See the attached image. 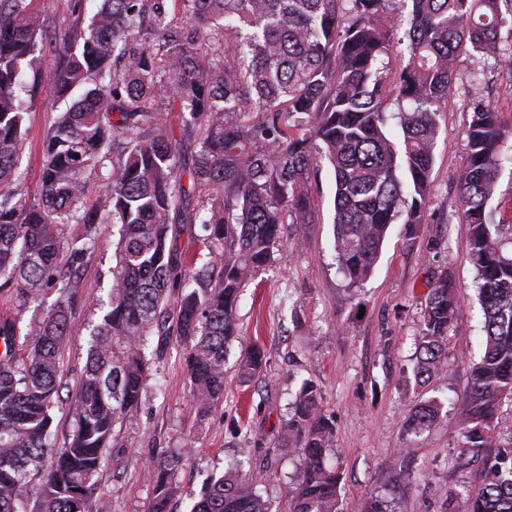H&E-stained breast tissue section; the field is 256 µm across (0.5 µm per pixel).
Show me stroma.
I'll list each match as a JSON object with an SVG mask.
<instances>
[{
	"instance_id": "1",
	"label": "stroma",
	"mask_w": 512,
	"mask_h": 512,
	"mask_svg": "<svg viewBox=\"0 0 512 512\" xmlns=\"http://www.w3.org/2000/svg\"><path fill=\"white\" fill-rule=\"evenodd\" d=\"M50 34L63 37L76 16H92L98 0H37ZM56 56L45 49L40 65L42 92L31 102L22 177L16 185L28 202L39 199L42 145L63 103L48 92ZM483 92L512 121V74L477 53L458 58L454 95L439 117L430 216L415 243L391 225L374 275L348 286L333 252L334 175L322 167L312 179L315 215L309 224L284 227L285 244L265 273L242 289L237 306L241 327L227 356L224 394L205 418L192 405L182 349L169 346L140 408L115 423L109 461L97 477L109 512H146L152 486L145 474L159 451L189 449L176 476L175 512H189L210 473L228 461L244 460L261 479L259 492L270 512H287L290 492L301 477L285 424L301 383L313 381L336 432L330 460L342 476L348 512H359L371 496L387 500L389 512H448V492L475 485L480 460L462 464L452 453L468 391V365L483 348L482 310L468 259L469 229L458 205L457 173L466 152L467 103L473 76ZM111 230H103L80 272L75 318L62 357L60 396L51 445L63 447L73 425L67 408L84 369L88 322L98 321L95 299L112 284ZM447 270L461 296L467 333L448 334V368L418 384L413 374L415 339L433 275ZM265 364L244 378L238 361L251 345ZM438 399L437 421L419 435L405 430L410 407Z\"/></svg>"
}]
</instances>
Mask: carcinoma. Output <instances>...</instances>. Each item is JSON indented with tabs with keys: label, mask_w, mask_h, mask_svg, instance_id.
Returning <instances> with one entry per match:
<instances>
[{
	"label": "carcinoma",
	"mask_w": 512,
	"mask_h": 512,
	"mask_svg": "<svg viewBox=\"0 0 512 512\" xmlns=\"http://www.w3.org/2000/svg\"><path fill=\"white\" fill-rule=\"evenodd\" d=\"M182 2L175 19L170 0H101L55 43L51 93L71 105L47 134L40 200L29 204L13 185L49 26L34 0H0V295L38 312L24 326L0 312V512H106L97 475L113 426L138 410L170 339L183 348L199 414L224 395L227 349L240 336L239 291L274 262L283 224L312 223L310 180L322 163L334 173V250L349 285L372 275L390 225L403 224L415 242L427 223L438 117L456 61L471 51L500 59L503 7L512 12V0H398L389 17L391 0ZM227 27L235 40L224 39ZM400 28L408 60L392 74L385 58ZM206 40L218 49L203 66L196 55ZM473 84L457 185L484 352L470 367L455 457H479L482 467L476 485L448 493V506L512 512V442L503 445L496 432L512 400V237H503L492 206L503 163L512 162V124L479 77ZM389 96L399 143L389 131ZM165 111L177 113L179 133ZM253 112L266 119L251 120ZM91 176L102 191L90 207ZM104 224L118 228L112 286L95 303L102 316L89 328L73 427L55 450L72 299ZM186 224L202 225V246L218 253L219 266L199 267L178 250ZM451 329L462 332L459 298L442 270L416 339L417 381L446 369ZM263 359L251 347L245 372L259 371ZM439 411L435 400L414 404L407 428L429 427ZM286 428L302 459L288 512H345L341 476L327 462L334 426L313 382L295 394ZM188 453H158L147 512H170ZM259 484L235 468L212 474L191 512H269Z\"/></svg>",
	"instance_id": "cac0c4a2"
}]
</instances>
